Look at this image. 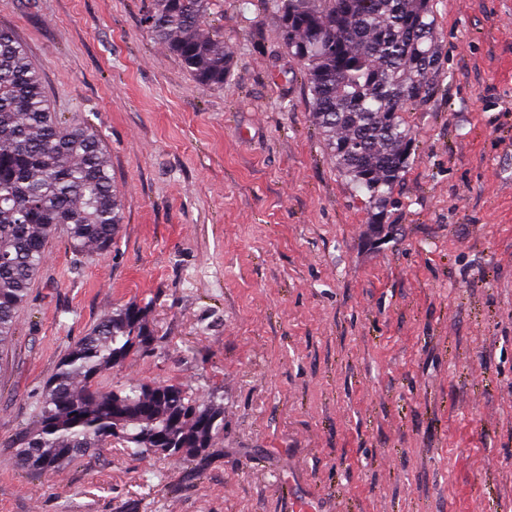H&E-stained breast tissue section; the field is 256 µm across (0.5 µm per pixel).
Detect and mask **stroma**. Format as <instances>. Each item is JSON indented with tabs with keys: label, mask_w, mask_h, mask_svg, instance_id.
I'll return each mask as SVG.
<instances>
[{
	"label": "stroma",
	"mask_w": 512,
	"mask_h": 512,
	"mask_svg": "<svg viewBox=\"0 0 512 512\" xmlns=\"http://www.w3.org/2000/svg\"><path fill=\"white\" fill-rule=\"evenodd\" d=\"M148 0H0L54 111L97 129L123 222L49 239L0 346V512H512V0H434L444 81L383 215L339 174L265 0H214L196 81ZM157 342L99 384L224 407L191 461L114 443L37 475L38 395L115 308Z\"/></svg>",
	"instance_id": "1"
}]
</instances>
